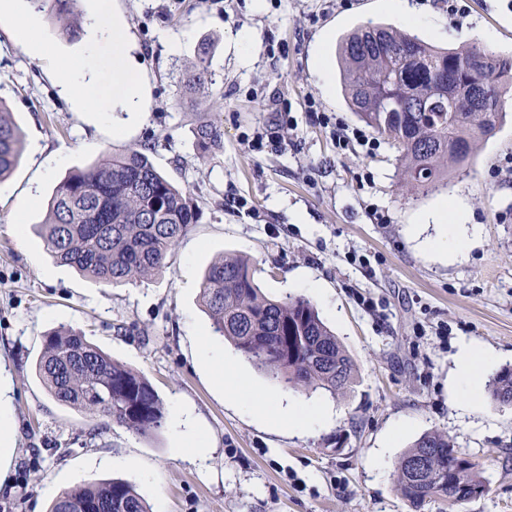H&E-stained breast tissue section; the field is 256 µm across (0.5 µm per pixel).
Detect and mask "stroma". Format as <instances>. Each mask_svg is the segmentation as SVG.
Returning <instances> with one entry per match:
<instances>
[{"label": "stroma", "mask_w": 512, "mask_h": 512, "mask_svg": "<svg viewBox=\"0 0 512 512\" xmlns=\"http://www.w3.org/2000/svg\"><path fill=\"white\" fill-rule=\"evenodd\" d=\"M408 3L409 17L387 0H110L149 97L137 124L111 102L85 112L60 94L51 72L85 40L61 36L50 12H40L38 31L48 56L0 30V103L22 132L0 194V413L11 426L0 512H49L62 492L112 478L133 484L153 512H410L394 490L395 465L431 431L478 462L488 492L455 506L434 498L420 512H512V406L492 402L483 385L477 411L455 395L461 340L512 367V104L468 164L418 196L402 191L387 140L365 155L338 148L330 127L364 126L341 92L342 37L385 23L457 48L491 31V49L512 55V0H462L461 16L439 0ZM205 43L216 83L204 107L223 122L224 150L202 160L181 86ZM144 143L158 170L190 191L198 220L161 273L105 288L57 264L40 226L69 171ZM459 195L482 238L447 261L413 229ZM225 254L250 259L266 296L316 305L358 364L349 389L286 388L214 335L200 290ZM61 325L148 378L166 409L159 434L88 420L50 396L35 363L44 334ZM207 349L248 377L250 397L314 406L329 422L269 428L225 399ZM190 429L202 434L204 457L187 453Z\"/></svg>", "instance_id": "1"}]
</instances>
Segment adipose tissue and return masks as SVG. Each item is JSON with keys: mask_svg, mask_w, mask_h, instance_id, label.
<instances>
[{"mask_svg": "<svg viewBox=\"0 0 512 512\" xmlns=\"http://www.w3.org/2000/svg\"><path fill=\"white\" fill-rule=\"evenodd\" d=\"M40 20L26 0H0V26L15 27L16 36L24 49L42 50L36 36ZM88 37L83 52L70 58L55 71L54 78L61 93L78 103L96 106L98 98L111 93L124 111L136 120H145L148 103L142 82L127 66L124 54L127 25L122 15L109 9L107 0H94L87 18ZM426 223L439 227L437 236L425 239L427 249L439 254H458L480 239L479 225L470 223L468 208L461 199H453L425 218ZM493 361L492 355L477 344H460L457 363L458 388L465 399L466 410H476L475 389L484 369ZM218 374L224 383V395L259 419L291 431L310 429L325 420L323 413L273 401L258 405L250 401L245 391L246 378L228 361L218 364Z\"/></svg>", "mask_w": 512, "mask_h": 512, "instance_id": "1", "label": "adipose tissue"}]
</instances>
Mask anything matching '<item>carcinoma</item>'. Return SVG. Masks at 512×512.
Listing matches in <instances>:
<instances>
[{
  "label": "carcinoma",
  "mask_w": 512,
  "mask_h": 512,
  "mask_svg": "<svg viewBox=\"0 0 512 512\" xmlns=\"http://www.w3.org/2000/svg\"><path fill=\"white\" fill-rule=\"evenodd\" d=\"M62 23V33L80 30L77 0H35ZM342 89L361 120L399 152L401 175L414 190L432 191L461 168L477 145L503 121V105L476 112L467 95L456 99V112L429 106L432 90L455 93L457 84L485 87L497 99L512 92V56L471 43L440 48L391 26H366L339 44ZM184 92L205 101L214 84L209 47L191 63ZM191 133L197 156L207 159L224 150L222 123L202 112ZM22 134L0 105V182L18 165ZM152 147L121 153L76 168L57 185L47 205L40 234L60 263L72 266L105 287L141 281L163 271L180 239L198 218L187 189L154 166ZM201 300L215 333L266 375L288 387L322 389L334 396L356 372L354 359L304 296L267 297L255 282L249 260L223 256L203 277ZM36 374L60 404L92 419H104L135 434L149 436L165 425L164 404L142 374L112 359L73 327L43 337ZM488 392L499 403L512 402V368L488 379ZM424 458L415 471L404 465ZM396 490L413 512L427 499L450 491L488 492L478 463L459 452L448 436L427 432L414 441L396 466ZM50 512H151L128 482L112 479L61 493Z\"/></svg>",
  "instance_id": "obj_1"
}]
</instances>
